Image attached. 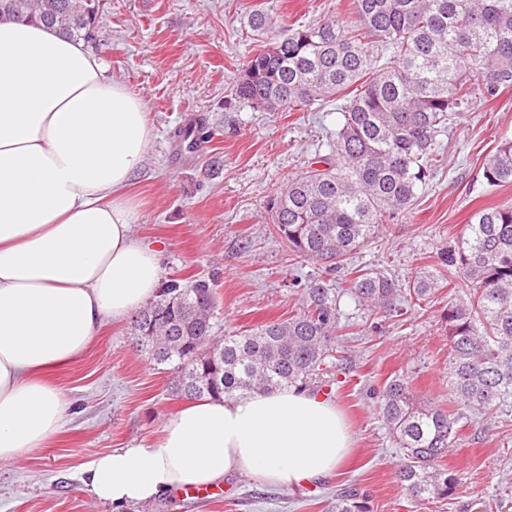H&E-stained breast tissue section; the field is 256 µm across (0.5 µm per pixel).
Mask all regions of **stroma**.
Masks as SVG:
<instances>
[{
  "instance_id": "1",
  "label": "stroma",
  "mask_w": 512,
  "mask_h": 512,
  "mask_svg": "<svg viewBox=\"0 0 512 512\" xmlns=\"http://www.w3.org/2000/svg\"><path fill=\"white\" fill-rule=\"evenodd\" d=\"M283 24L342 18L349 0H101L102 29L88 48L107 78L146 102L152 138L130 190L141 206L133 233L164 245L163 280L213 282L220 333L247 334L303 307L316 264L295 259L266 222L271 195L301 174L336 131V115L314 103L279 112L230 106L231 90L255 49L242 20L257 7ZM512 137V89L474 99L451 134L424 197L355 261L405 281L433 270L436 253L479 207L512 203V185L484 192L479 169L503 136ZM448 290L430 303L384 319L339 303L337 355L345 367L320 383L344 414L354 442L348 461L316 484L288 489L233 475L218 497L169 492V506L139 512H327L336 490L355 485L371 512H512V405L469 420L446 459L460 480L445 500L415 502L394 477L399 450L367 396L397 375L414 393L454 408L448 338L441 312ZM167 366L137 351L130 323L106 322L88 349L55 370L70 407L66 427L40 449L0 465V512H105L79 475L115 448L150 447L183 403Z\"/></svg>"
}]
</instances>
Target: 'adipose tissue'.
I'll return each mask as SVG.
<instances>
[{"mask_svg":"<svg viewBox=\"0 0 512 512\" xmlns=\"http://www.w3.org/2000/svg\"><path fill=\"white\" fill-rule=\"evenodd\" d=\"M151 137L143 99L107 79L82 42L0 21V464L39 449L69 405L46 374L99 327L151 300L161 251L137 239L128 187ZM351 448L335 404L294 388L197 399L152 447L83 470L111 512L238 474L284 487L334 473Z\"/></svg>","mask_w":512,"mask_h":512,"instance_id":"obj_1","label":"adipose tissue"}]
</instances>
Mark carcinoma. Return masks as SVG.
Returning <instances> with one entry per match:
<instances>
[{
  "label": "carcinoma",
  "instance_id": "1",
  "mask_svg": "<svg viewBox=\"0 0 512 512\" xmlns=\"http://www.w3.org/2000/svg\"><path fill=\"white\" fill-rule=\"evenodd\" d=\"M44 23L85 41L100 26L99 0H0V21ZM243 24L258 35L277 19L252 10ZM512 88V0H351L343 19L291 25L264 42L236 81L238 107L277 112L340 101L326 154L268 201L275 234L303 262L342 268L420 199L433 177L441 136L479 94ZM481 185L512 184V139L485 156ZM435 271L399 283L365 265L351 268L348 289L319 279L306 308L247 335H218L212 283L170 280L131 320L149 362L173 371L184 398H245L321 381L333 357L339 298L384 318L403 315L443 282L453 294L441 313L448 336L450 387L464 411L418 399L395 376L377 410L401 456L396 478L418 501L453 494L458 479L444 464L464 427L512 402V205L473 211L459 236L437 254ZM357 487L336 491L330 512H369Z\"/></svg>",
  "mask_w": 512,
  "mask_h": 512
}]
</instances>
